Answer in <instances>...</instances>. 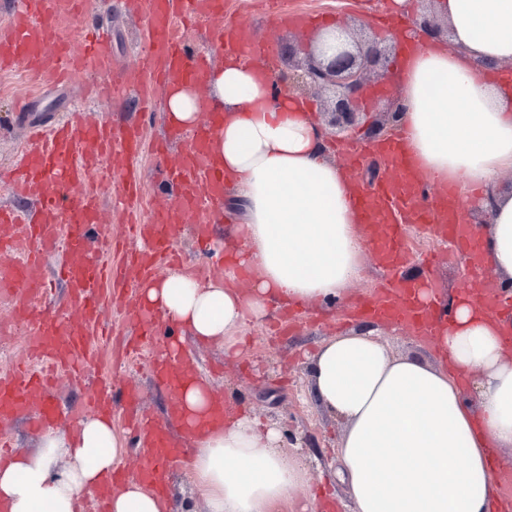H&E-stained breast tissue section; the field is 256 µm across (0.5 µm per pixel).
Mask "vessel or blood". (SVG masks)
Masks as SVG:
<instances>
[{
  "mask_svg": "<svg viewBox=\"0 0 512 512\" xmlns=\"http://www.w3.org/2000/svg\"><path fill=\"white\" fill-rule=\"evenodd\" d=\"M84 2L17 0L10 21L0 26V72L20 67L31 78L63 85L88 70L95 76L96 98L132 88L147 102L156 89L199 87L207 79L206 62L189 54L177 38L182 24L208 28L226 52L246 53L259 66L271 61L270 50L252 41L247 25L225 20L224 0H133L145 20L146 53L139 70L111 81L110 31L100 29L87 36L82 52L76 54L62 27V16L80 18ZM221 127V113L209 111L202 125L186 132L187 148L171 173L178 192L153 210L144 224L133 219L141 198L131 170L141 150L138 128L117 131L72 112L65 121L36 126L19 161L0 171V182L9 184L24 201L20 207L0 208V246H19L25 252L23 258L0 267V296L16 299L15 320L28 336L26 361L0 375L1 422L25 412L32 414L35 425L55 422L59 409L49 399L52 381L60 373L78 383L86 380L94 346L105 334L104 310L116 303L130 317L141 316L136 294L124 288L128 276L147 280L170 264L178 225L190 219L206 225L224 200V174L207 161L210 141ZM376 152L394 176L371 194L356 193L354 202L383 276L373 299L355 312L365 318L404 321L429 334L442 317L438 305L419 302L417 283L394 275L406 257L409 227L432 230L465 253L472 268L470 290L476 297L487 295L492 286L480 262L482 245L464 221L452 187L440 184L430 196H423L424 182L405 150L403 135L382 141ZM76 187L82 195L74 200L70 192ZM111 193L126 203L123 221L142 244L116 267L104 260L112 249V231L103 217V198ZM51 256L58 261V275L69 294L62 313L44 302L46 260ZM135 345L149 347L155 375L165 387L178 388L193 377L189 358L159 339L155 324L143 323ZM115 397L111 382L105 381L92 390L88 405L95 413H108ZM131 431L137 448L149 459L135 477L158 486L169 468L180 462L195 428L187 424L175 434L143 414L133 417Z\"/></svg>",
  "mask_w": 512,
  "mask_h": 512,
  "instance_id": "b4317fda",
  "label": "vessel or blood"
}]
</instances>
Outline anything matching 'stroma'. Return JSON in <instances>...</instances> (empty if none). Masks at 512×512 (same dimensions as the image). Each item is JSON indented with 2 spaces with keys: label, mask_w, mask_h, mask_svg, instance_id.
I'll return each instance as SVG.
<instances>
[{
  "label": "stroma",
  "mask_w": 512,
  "mask_h": 512,
  "mask_svg": "<svg viewBox=\"0 0 512 512\" xmlns=\"http://www.w3.org/2000/svg\"><path fill=\"white\" fill-rule=\"evenodd\" d=\"M262 0H227L224 17L247 23L258 41L277 50L280 44H292L296 58L310 51L311 33L302 28L271 25L261 7ZM381 0H285L288 12L322 13L333 21L357 28L366 37L377 36L379 27L374 13ZM85 19L107 24L112 29V59L115 71L138 65L145 41V25L140 13L129 10L125 0H86ZM84 19V20H85ZM81 106L93 122L121 125L139 124L143 150L134 165L145 207L162 204L169 191L167 173L185 148L184 141L173 142L167 154H153V142L164 134L168 125L164 107L154 112L142 111L139 96L130 92L112 101H90L83 82L61 87L46 81L30 84L20 73L0 74V169H9L17 158L30 122H48L72 106ZM225 212H218L213 225V250L200 251L191 227L178 228L173 246L181 263L194 275L216 278L224 272V261L233 256V247L224 243L227 225ZM404 281L429 279L440 293L450 295L464 288L468 268L463 255L447 251L437 266L421 263L413 253L397 269ZM13 300H0V370L9 368L25 353V337L14 329ZM112 323L111 347L100 348L94 378H108L121 388L135 387L141 392L144 406L158 417H165L170 401L168 389L158 387L150 358H142L130 367L115 368L114 344L132 333L131 324L119 312L108 315ZM360 319L350 317L345 306L326 313L313 306L304 307L292 319L282 320L279 328L271 324L249 328L251 342L242 356L225 355L218 343L199 344L184 337L185 352L196 357L198 371L222 396L231 414L246 411L282 435V450L289 458L303 464L310 474L306 491L288 504L286 512H344V486L336 484L330 471L336 465V441L341 426L335 417L317 405L308 395V372L305 353L314 351L328 336L360 326Z\"/></svg>",
  "instance_id": "1"
}]
</instances>
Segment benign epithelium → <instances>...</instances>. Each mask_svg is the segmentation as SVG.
<instances>
[{"label": "benign epithelium", "mask_w": 512, "mask_h": 512, "mask_svg": "<svg viewBox=\"0 0 512 512\" xmlns=\"http://www.w3.org/2000/svg\"><path fill=\"white\" fill-rule=\"evenodd\" d=\"M411 24L431 39L448 37V25L438 23L426 13L412 15ZM353 36L357 51L338 47L329 58L308 57L294 65V73L288 75V87L301 95L307 90L328 93L323 100V113L329 116V125L336 129V135H360L365 141L375 142L398 127V106L392 103L383 107L380 119L365 125L358 103L372 87L368 70L378 66L379 81L387 79L392 46L383 37L370 40L356 32Z\"/></svg>", "instance_id": "obj_1"}]
</instances>
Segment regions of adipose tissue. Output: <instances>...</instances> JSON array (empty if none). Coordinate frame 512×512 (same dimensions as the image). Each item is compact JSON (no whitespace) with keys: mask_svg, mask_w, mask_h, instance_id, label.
I'll list each match as a JSON object with an SVG mask.
<instances>
[{"mask_svg":"<svg viewBox=\"0 0 512 512\" xmlns=\"http://www.w3.org/2000/svg\"><path fill=\"white\" fill-rule=\"evenodd\" d=\"M449 40L417 45L396 76L399 127L430 182L495 195L478 225L497 294L512 293V0H436ZM256 65L228 58L209 79L224 115L213 159L242 221L225 231L235 264L218 281L173 270L145 283L149 309L183 335L241 355L243 329L285 304L343 300L364 272L366 240L343 164L328 155L314 114ZM253 273L249 290L236 282ZM426 363L397 356L375 328L325 338L307 358L310 393L342 430L337 443L350 512H501L493 455L512 466V321L455 295ZM276 427L241 413L201 431L192 481L206 512H277L307 483ZM126 450L108 417L46 429L39 446L0 460V512H78L82 493L119 468ZM110 512H178L136 481L116 489Z\"/></svg>","mask_w":512,"mask_h":512,"instance_id":"1","label":"adipose tissue"}]
</instances>
